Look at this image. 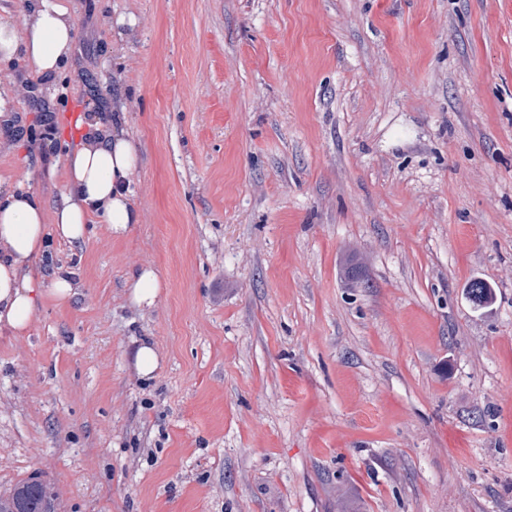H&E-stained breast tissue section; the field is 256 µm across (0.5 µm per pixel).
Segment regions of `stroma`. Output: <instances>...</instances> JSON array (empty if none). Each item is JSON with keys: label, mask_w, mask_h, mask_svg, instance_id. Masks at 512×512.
<instances>
[{"label": "stroma", "mask_w": 512, "mask_h": 512, "mask_svg": "<svg viewBox=\"0 0 512 512\" xmlns=\"http://www.w3.org/2000/svg\"><path fill=\"white\" fill-rule=\"evenodd\" d=\"M77 6L65 77L0 66L31 84L0 177L55 198L41 116L111 103L142 220L53 243L76 296L0 335V492L37 473L62 512H512V0ZM144 265L151 309L126 297ZM127 298L130 303L140 309H151L156 306L164 282L153 266H141L132 271L127 283ZM160 358L152 344L142 341L135 350V368L137 374L149 377L158 369Z\"/></svg>", "instance_id": "35a3bbf8"}]
</instances>
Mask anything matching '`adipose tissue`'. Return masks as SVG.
I'll list each match as a JSON object with an SVG mask.
<instances>
[{"label": "adipose tissue", "mask_w": 512, "mask_h": 512, "mask_svg": "<svg viewBox=\"0 0 512 512\" xmlns=\"http://www.w3.org/2000/svg\"><path fill=\"white\" fill-rule=\"evenodd\" d=\"M76 40L69 0H28L21 24L0 20V63L19 60L27 73L54 78L66 72ZM66 135L73 143L64 155L65 187L54 200L0 178V332L12 336L30 328L43 298L64 304L81 286L75 268L49 275L38 268L52 239L81 241L95 219L123 235L141 220L132 203L141 152L124 115H74ZM163 286L153 266H142L129 276L127 298L150 309Z\"/></svg>", "instance_id": "adipose-tissue-1"}]
</instances>
